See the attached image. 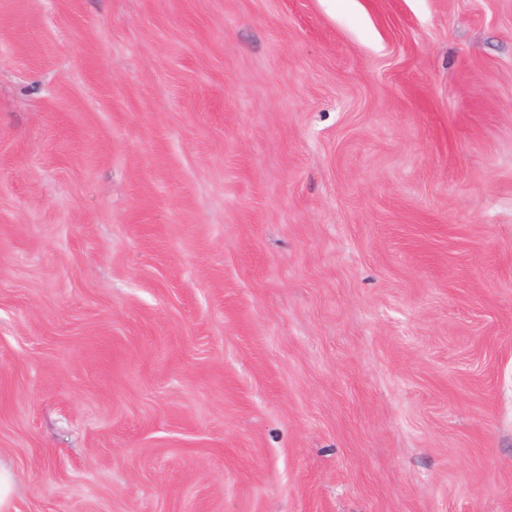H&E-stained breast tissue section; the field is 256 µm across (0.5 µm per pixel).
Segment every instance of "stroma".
Listing matches in <instances>:
<instances>
[{"instance_id": "stroma-1", "label": "stroma", "mask_w": 512, "mask_h": 512, "mask_svg": "<svg viewBox=\"0 0 512 512\" xmlns=\"http://www.w3.org/2000/svg\"><path fill=\"white\" fill-rule=\"evenodd\" d=\"M11 512H512V0H0Z\"/></svg>"}]
</instances>
